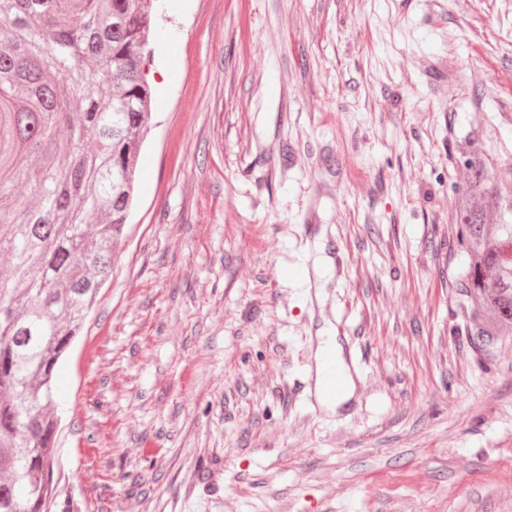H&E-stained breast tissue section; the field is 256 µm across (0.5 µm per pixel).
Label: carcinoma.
<instances>
[{
	"label": "carcinoma",
	"instance_id": "1",
	"mask_svg": "<svg viewBox=\"0 0 512 512\" xmlns=\"http://www.w3.org/2000/svg\"><path fill=\"white\" fill-rule=\"evenodd\" d=\"M153 0H0V512H45L54 488V368L112 271L153 89ZM97 148L84 147L85 136ZM459 312L475 347L512 336V163L458 151ZM23 180L30 200L11 185ZM100 223L88 230L85 216Z\"/></svg>",
	"mask_w": 512,
	"mask_h": 512
}]
</instances>
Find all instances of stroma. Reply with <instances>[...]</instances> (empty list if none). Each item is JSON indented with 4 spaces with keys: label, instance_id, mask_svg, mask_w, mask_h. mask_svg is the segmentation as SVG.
I'll return each mask as SVG.
<instances>
[{
    "label": "stroma",
    "instance_id": "obj_1",
    "mask_svg": "<svg viewBox=\"0 0 512 512\" xmlns=\"http://www.w3.org/2000/svg\"><path fill=\"white\" fill-rule=\"evenodd\" d=\"M150 46L51 512H512V339L475 349L449 260L458 142L512 161V16L163 0ZM327 331L361 382L333 412L299 389Z\"/></svg>",
    "mask_w": 512,
    "mask_h": 512
}]
</instances>
